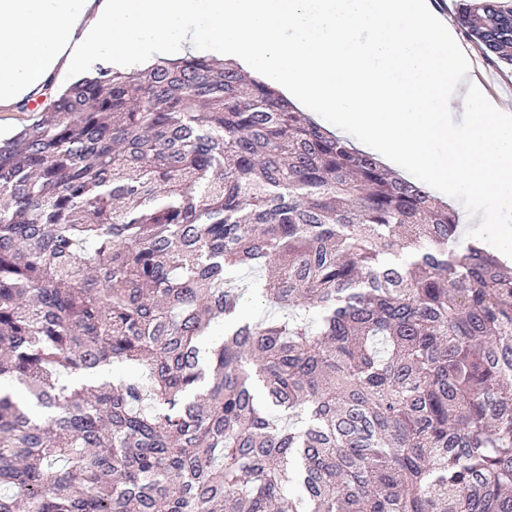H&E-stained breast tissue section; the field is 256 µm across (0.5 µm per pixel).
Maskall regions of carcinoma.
I'll return each instance as SVG.
<instances>
[{"instance_id": "1", "label": "carcinoma", "mask_w": 512, "mask_h": 512, "mask_svg": "<svg viewBox=\"0 0 512 512\" xmlns=\"http://www.w3.org/2000/svg\"><path fill=\"white\" fill-rule=\"evenodd\" d=\"M457 14L512 66V0ZM456 227L207 56L49 95L0 138V512H512V266Z\"/></svg>"}]
</instances>
